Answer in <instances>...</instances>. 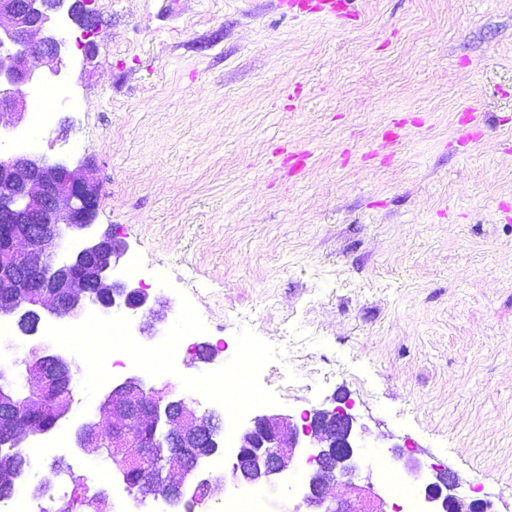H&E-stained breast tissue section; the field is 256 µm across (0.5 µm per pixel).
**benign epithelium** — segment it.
<instances>
[{
  "label": "benign epithelium",
  "mask_w": 512,
  "mask_h": 512,
  "mask_svg": "<svg viewBox=\"0 0 512 512\" xmlns=\"http://www.w3.org/2000/svg\"><path fill=\"white\" fill-rule=\"evenodd\" d=\"M92 2L0 0V131L26 121L27 87L61 73L68 51L61 19L85 27ZM32 58L42 61L43 70L30 65ZM98 198L92 162L72 168L39 151L15 152L0 140V320L10 322L20 335H40V325L49 317L79 321L89 304L105 315L137 319L153 313L144 288L114 276L126 247L105 232L88 233ZM62 351L39 341L23 359L0 363V437L16 449L34 433L35 416L62 369L72 367ZM349 409L346 403L316 410L301 426L275 414L251 418L231 460L234 487L276 491L279 479L297 469L303 436L313 453L303 471L301 503L290 512H301L303 506L307 512H388L372 483H354L366 450L356 440ZM97 416L111 421L112 453L137 449L135 458L150 479L154 449H175L169 458L173 474L163 482L165 500L172 495L198 497L208 507L226 493L224 487H213L197 454L199 448H212L206 459L223 455L216 428L221 415L197 414L175 385L157 389L132 375L112 386L96 416L74 431L75 446L87 454L103 452ZM393 458L402 463L407 479L424 485L421 512H490L481 499L458 497L448 471L435 470L429 482L419 460L404 458L399 449L393 450ZM338 483L350 487V493L330 495L329 487Z\"/></svg>",
  "instance_id": "1"
}]
</instances>
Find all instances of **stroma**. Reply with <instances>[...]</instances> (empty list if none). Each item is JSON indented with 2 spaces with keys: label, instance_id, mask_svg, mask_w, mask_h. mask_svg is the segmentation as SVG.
Returning <instances> with one entry per match:
<instances>
[{
  "label": "stroma",
  "instance_id": "stroma-1",
  "mask_svg": "<svg viewBox=\"0 0 512 512\" xmlns=\"http://www.w3.org/2000/svg\"><path fill=\"white\" fill-rule=\"evenodd\" d=\"M355 8L342 27L281 0H94L92 51L66 59L84 108L42 150L94 160L96 228L168 301L139 343L189 299L207 330L181 374L226 365L249 328L281 351L260 374L275 412L350 404L358 483L401 446L512 512V0ZM37 444L24 493L54 463L70 501L111 466Z\"/></svg>",
  "mask_w": 512,
  "mask_h": 512
}]
</instances>
